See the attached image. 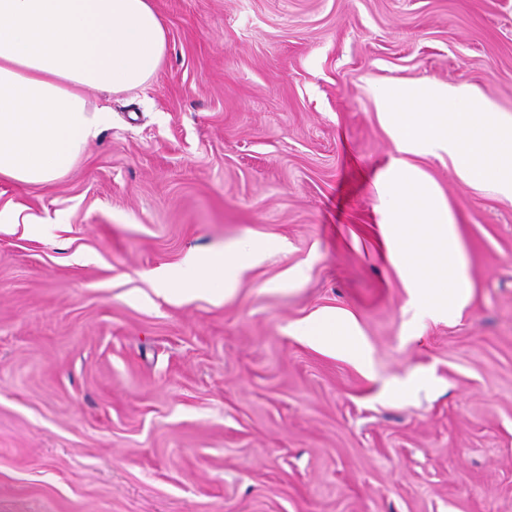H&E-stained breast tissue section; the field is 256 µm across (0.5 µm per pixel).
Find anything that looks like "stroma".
I'll use <instances>...</instances> for the list:
<instances>
[{"label":"stroma","mask_w":512,"mask_h":512,"mask_svg":"<svg viewBox=\"0 0 512 512\" xmlns=\"http://www.w3.org/2000/svg\"><path fill=\"white\" fill-rule=\"evenodd\" d=\"M143 88L48 187L0 183V512H512V200L427 156L473 295L416 316L381 256L384 84L512 113V0H154ZM270 242L237 291L146 272ZM307 279L294 284L290 270ZM352 312L369 369L288 328Z\"/></svg>","instance_id":"35a3bbf8"}]
</instances>
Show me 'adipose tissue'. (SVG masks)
Instances as JSON below:
<instances>
[{"instance_id":"adipose-tissue-1","label":"adipose tissue","mask_w":512,"mask_h":512,"mask_svg":"<svg viewBox=\"0 0 512 512\" xmlns=\"http://www.w3.org/2000/svg\"><path fill=\"white\" fill-rule=\"evenodd\" d=\"M167 33L153 0H0V181L45 186L71 171L112 122L88 90L143 87L160 69ZM259 246L188 254L149 277L181 302L197 292L231 297ZM292 336L320 353L367 367L356 317L323 309L295 322Z\"/></svg>"}]
</instances>
